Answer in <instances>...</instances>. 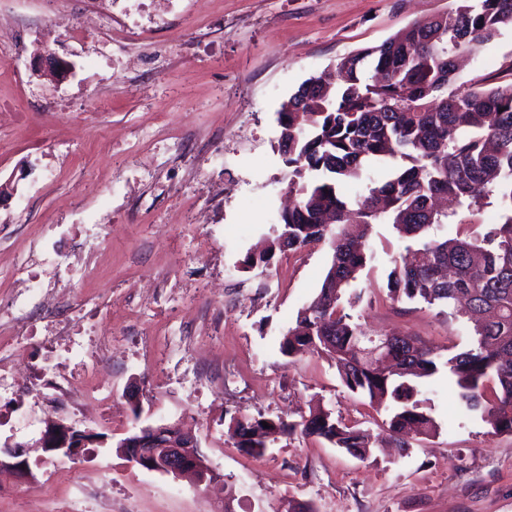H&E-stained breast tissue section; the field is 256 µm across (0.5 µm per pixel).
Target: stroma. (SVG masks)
Here are the masks:
<instances>
[{
	"label": "stroma",
	"mask_w": 512,
	"mask_h": 512,
	"mask_svg": "<svg viewBox=\"0 0 512 512\" xmlns=\"http://www.w3.org/2000/svg\"><path fill=\"white\" fill-rule=\"evenodd\" d=\"M178 26L147 24L136 0L114 16L138 27L108 38L83 0H68L82 37L65 35L50 0H0L15 23L0 40V375L23 380L48 343L13 351L11 306L19 264L46 246L81 254L92 270L62 316L96 325L112 342L99 383L112 412L64 414L102 435L75 458L37 447L46 414L35 391L0 392V444H26L28 475L0 469V512H512V434L488 435L439 372L422 384L441 428L407 450L361 460L316 437L279 441L262 457L236 448L231 417L281 413L296 420L320 404L377 435L386 412L360 405L333 361L288 359L280 342L318 294L331 262L319 245L246 267L278 228L288 169L278 152L282 104L307 79L400 30L454 10L459 0H172ZM53 36H46L47 28ZM53 55L64 82L36 75ZM512 82V26L477 47L454 90ZM105 226L83 246L84 228ZM376 259L353 285L369 334H405L465 347V322L438 307L391 301L390 259L402 244L374 225ZM191 428L220 484L149 471L118 448L147 425Z\"/></svg>",
	"instance_id": "35a3bbf8"
}]
</instances>
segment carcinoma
Wrapping results in <instances>:
<instances>
[{"label": "carcinoma", "instance_id": "obj_1", "mask_svg": "<svg viewBox=\"0 0 512 512\" xmlns=\"http://www.w3.org/2000/svg\"><path fill=\"white\" fill-rule=\"evenodd\" d=\"M512 25V0H461L382 44L344 58L340 83L306 80L280 110V138L288 139V190L293 206L258 249L269 263L275 252L295 254L321 243L333 251L318 296L280 343L293 358L304 349L329 352L342 386L370 403L392 406L388 422L395 447L407 432L439 429L431 399L416 380L447 369L465 409L490 425V435L512 434V83L492 89L448 91L457 59ZM374 76L364 75L366 61ZM401 160L366 192L349 198L341 186L361 182L375 164ZM493 206L499 220L482 231L461 219L455 233L437 234L449 218ZM392 225L403 251L393 257L388 296L439 306L468 323L471 340L444 350L414 337L394 338L405 351L395 369L356 347L366 336L353 310L360 295L351 282L375 259L373 225ZM247 257V266L254 264ZM267 422L265 428L262 422ZM318 437L364 460L371 455L357 426L318 408L293 422L233 417L227 434L248 456L295 433Z\"/></svg>", "mask_w": 512, "mask_h": 512}]
</instances>
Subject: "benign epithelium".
Wrapping results in <instances>:
<instances>
[{
  "label": "benign epithelium",
  "mask_w": 512,
  "mask_h": 512,
  "mask_svg": "<svg viewBox=\"0 0 512 512\" xmlns=\"http://www.w3.org/2000/svg\"><path fill=\"white\" fill-rule=\"evenodd\" d=\"M101 442V437L88 430L81 431L72 424L49 420L39 444L54 456L72 458L79 449L90 443ZM121 452L132 463L149 471L175 477L193 475L200 484L219 480L217 471L201 452L197 438L179 424L147 426L138 434H131L120 444ZM0 468L9 467L26 473L27 463L22 459L23 444L15 443L3 449Z\"/></svg>",
  "instance_id": "benign-epithelium-1"
}]
</instances>
